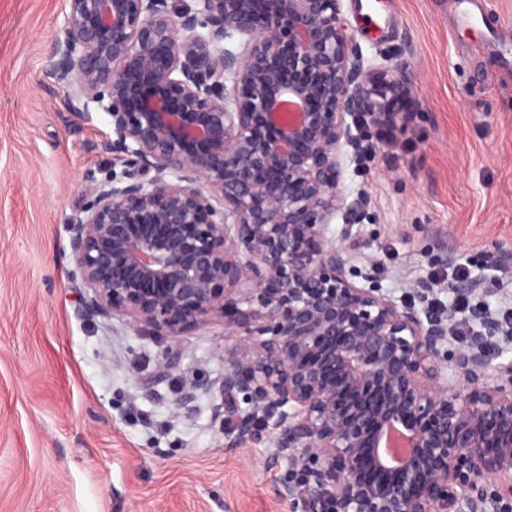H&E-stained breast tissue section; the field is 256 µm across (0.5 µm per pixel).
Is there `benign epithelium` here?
<instances>
[{
    "instance_id": "benign-epithelium-1",
    "label": "benign epithelium",
    "mask_w": 512,
    "mask_h": 512,
    "mask_svg": "<svg viewBox=\"0 0 512 512\" xmlns=\"http://www.w3.org/2000/svg\"><path fill=\"white\" fill-rule=\"evenodd\" d=\"M67 3L41 85L112 126L94 145L112 170L86 175L68 223L77 317L240 337L176 405L208 394L239 439L267 438L276 495L302 512H512V362L492 364L512 327L482 309L450 349L456 306L356 286L374 267L326 236L363 211L339 187L346 117L382 111L407 64L364 69L339 0Z\"/></svg>"
}]
</instances>
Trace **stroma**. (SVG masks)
<instances>
[{
  "label": "stroma",
  "mask_w": 512,
  "mask_h": 512,
  "mask_svg": "<svg viewBox=\"0 0 512 512\" xmlns=\"http://www.w3.org/2000/svg\"><path fill=\"white\" fill-rule=\"evenodd\" d=\"M482 5L465 26L454 0H340L364 66L413 73L385 123L343 147L340 186L366 201L350 242L383 293L432 282L448 305L460 264L499 282L470 299L499 314L512 306V267L489 265L512 254V0ZM65 6L0 0V512H300L275 494L286 470L266 466L267 440L239 442L209 396L176 405L183 382L223 375L237 339L221 323L169 338L74 313L66 227L85 173L111 166L88 145L112 127L101 112L72 119L40 84ZM166 357L176 367L162 377Z\"/></svg>",
  "instance_id": "obj_1"
}]
</instances>
